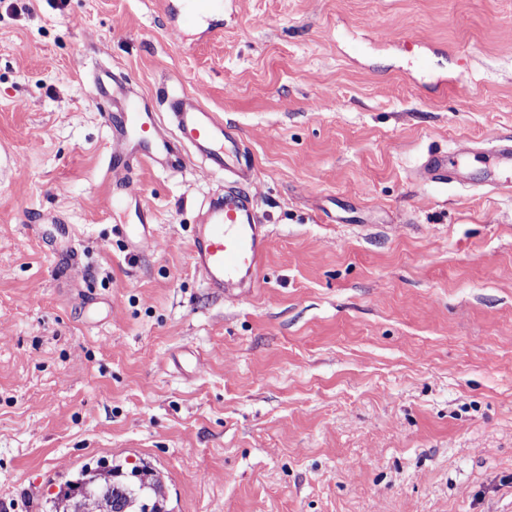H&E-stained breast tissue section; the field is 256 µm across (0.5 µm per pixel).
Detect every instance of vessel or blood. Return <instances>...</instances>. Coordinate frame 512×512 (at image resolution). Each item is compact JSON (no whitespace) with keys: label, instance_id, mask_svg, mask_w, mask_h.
I'll return each mask as SVG.
<instances>
[{"label":"vessel or blood","instance_id":"obj_1","mask_svg":"<svg viewBox=\"0 0 512 512\" xmlns=\"http://www.w3.org/2000/svg\"><path fill=\"white\" fill-rule=\"evenodd\" d=\"M100 92L111 97L117 107L107 117L112 138L107 171L113 187H126L134 167L144 163L158 170L179 172L198 158L227 175L223 193L207 197L202 220L194 227L192 264L213 292L246 295L256 290L270 233L254 200L243 190L253 176V166L234 130L219 113L184 91L167 95L162 112L114 75L102 79ZM488 154L502 174L499 188L511 191L512 142L499 141ZM422 173L435 184H448L454 179L444 156L428 155ZM135 214L136 223L112 227L134 255L154 232L149 208L136 205Z\"/></svg>","mask_w":512,"mask_h":512}]
</instances>
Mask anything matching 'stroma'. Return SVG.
Instances as JSON below:
<instances>
[{"label": "stroma", "mask_w": 512, "mask_h": 512, "mask_svg": "<svg viewBox=\"0 0 512 512\" xmlns=\"http://www.w3.org/2000/svg\"><path fill=\"white\" fill-rule=\"evenodd\" d=\"M14 0L0 8V512H45L100 457L171 512H512V0ZM106 67L234 126L270 248L204 287L201 162L105 179ZM320 96L336 106L310 109ZM447 153L464 182L415 171ZM77 247L65 268L55 222ZM489 156L493 159L496 167L499 169L503 178L497 183V187L511 193L512 190V142L511 140H501L487 150ZM135 214L139 224H116L112 233L119 234L125 242L127 250L136 255L140 252L142 243L149 239L154 232L153 216L149 208L135 199Z\"/></svg>", "instance_id": "obj_1"}]
</instances>
